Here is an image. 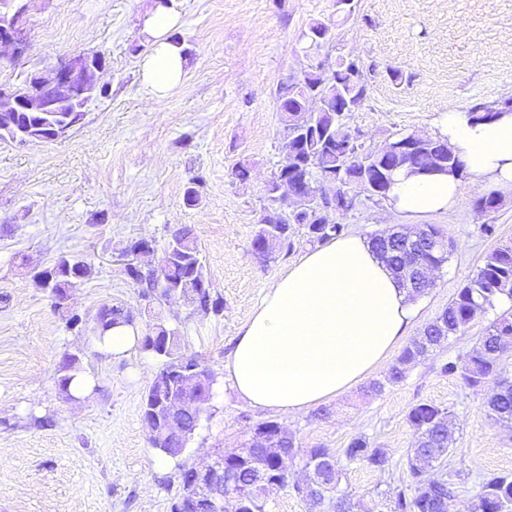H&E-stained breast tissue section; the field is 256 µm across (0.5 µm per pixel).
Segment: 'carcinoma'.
Returning <instances> with one entry per match:
<instances>
[{"mask_svg": "<svg viewBox=\"0 0 512 512\" xmlns=\"http://www.w3.org/2000/svg\"><path fill=\"white\" fill-rule=\"evenodd\" d=\"M367 96V77L359 59L350 55H339L333 66L319 62L302 72L301 76L278 91V109L282 122L294 132L302 134L301 140L292 137L282 141V149L293 172L288 174L301 187L309 186L323 190L324 179L334 176L338 180L364 181L377 188L376 202L387 199V191L396 171L406 167L416 173L435 170L438 161H444L448 172L464 176V168L458 157L436 134L430 141L407 154L389 155L373 150L361 143L349 140V107L362 106ZM475 121H490L500 116L495 105L478 104L468 112ZM51 120L39 112L21 115L24 131L17 134L19 141H31L30 135L38 126ZM312 243H324L343 236L346 225L339 221L336 195L324 190L314 204L295 212L265 209L254 237L252 252L262 262L273 259L276 252L291 249V238L296 229ZM439 231L427 225L410 235L398 231L383 232L372 238V247L386 266L395 272L411 297L426 293L417 282L426 281L424 272L440 268L448 262V243L438 240ZM163 265L157 270L134 273L133 283L138 296L144 298L155 290V286L169 284L184 293L186 304L194 311L204 313L220 311L219 302L212 299L205 273V265L193 230L181 226L171 235L163 250ZM53 278L42 282L48 298L56 310L66 309L61 299L91 276L93 265L80 257H62L54 265ZM512 301V244L503 245L488 253L481 265L457 290L448 305L429 322L407 346L392 366L385 381H376L369 392L381 393L385 385L403 381L408 366L428 358L434 349L450 339L460 336L476 314L492 309L503 299ZM134 324V318L121 303L105 304L95 315L92 333L94 339L102 340L112 328ZM180 335L162 316L149 325L141 337L138 350L162 361V368L148 385L142 402V416L150 418L155 431L149 435V443L162 455L178 459L185 454L186 445L196 432L201 413L194 408L185 409L181 415V427L186 430L182 440H174L167 434L169 425L168 402L180 397L185 391L182 375L171 369L169 352H179ZM512 345V313L493 319L478 337V347L469 355L463 366L454 361L441 365L443 374L461 372L465 383L480 387L492 375L504 346ZM171 351H166V346ZM83 372L81 357L66 352L58 366L60 391L70 394L69 383ZM490 414L498 421L512 423V382L501 381L498 389L487 402ZM449 412L440 407L419 403L411 408L408 421L417 434L413 448L407 452L406 462L410 470L409 488L398 489L389 497L390 512H452L457 497L459 474L443 472L435 477L425 474V465L440 462L448 455ZM277 447L287 450V458H273L261 454L258 449L246 445L227 458L240 459L234 480L227 484L228 492L246 499L244 512H265L266 493L252 485V472L268 469L287 486L292 480L291 465L299 457L304 467L312 468L319 489L307 495L319 512H340L339 501L333 496L343 467L349 464H364L384 469L385 453L368 446L366 438L350 439L341 455H334L328 448L303 450L291 433L278 441ZM180 489L172 512H184L190 506L186 498L187 487L192 477L193 466L178 465ZM470 512H512V475L484 474L479 477L478 490L472 498Z\"/></svg>", "mask_w": 512, "mask_h": 512, "instance_id": "carcinoma-1", "label": "carcinoma"}]
</instances>
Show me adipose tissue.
<instances>
[{"label": "adipose tissue", "instance_id": "1", "mask_svg": "<svg viewBox=\"0 0 512 512\" xmlns=\"http://www.w3.org/2000/svg\"><path fill=\"white\" fill-rule=\"evenodd\" d=\"M178 25V14L159 4L144 19L149 50L139 72L158 100L186 72ZM436 126L466 173L491 187H512V111L475 124L465 111L451 109ZM460 193L456 176L403 169L393 177L388 203L404 214L446 212ZM416 314L369 239L348 234L307 249L267 289L238 331L224 377L253 408L301 413L381 370Z\"/></svg>", "mask_w": 512, "mask_h": 512}]
</instances>
